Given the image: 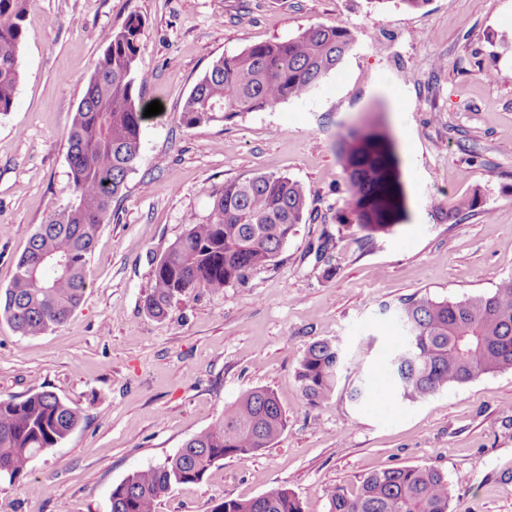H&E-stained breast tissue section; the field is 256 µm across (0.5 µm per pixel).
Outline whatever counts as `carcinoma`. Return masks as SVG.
Wrapping results in <instances>:
<instances>
[{"mask_svg": "<svg viewBox=\"0 0 512 512\" xmlns=\"http://www.w3.org/2000/svg\"><path fill=\"white\" fill-rule=\"evenodd\" d=\"M25 0H0V114L14 108L20 79ZM143 19L131 15L109 31L69 129L71 195L50 210L30 237L8 288L0 292V318L23 336L63 326L87 288L86 264L99 228L123 198L140 155L147 104L137 88ZM341 26L312 24L287 40L252 45L217 59L186 98L180 124L191 129L242 112L272 108L314 91L351 50ZM341 160L347 180L341 224L370 236L408 219L406 194L393 139L378 124L351 129ZM210 212L187 225L152 273L143 309L154 318L196 288L221 292L243 285L274 262L310 211L303 186L287 177L256 175L207 191ZM479 205L461 197L437 217L455 220ZM401 344L388 363L391 390L409 401L441 389L512 370V276L496 288L463 299L414 296L397 306ZM345 356L334 342L312 343L299 364L302 393L314 405L336 389ZM83 409L49 390L0 399V476L13 482L33 460L83 422ZM286 426L274 393L252 388L224 416L188 439L163 462L129 474L112 489L111 512H157L162 497L200 482L227 456L244 457L273 445ZM451 482L433 466L386 468L355 490L334 488L327 512H449ZM213 512H303L299 499L278 487L245 501L226 500Z\"/></svg>", "mask_w": 512, "mask_h": 512, "instance_id": "carcinoma-1", "label": "carcinoma"}]
</instances>
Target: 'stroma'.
<instances>
[{
    "instance_id": "1",
    "label": "stroma",
    "mask_w": 512,
    "mask_h": 512,
    "mask_svg": "<svg viewBox=\"0 0 512 512\" xmlns=\"http://www.w3.org/2000/svg\"><path fill=\"white\" fill-rule=\"evenodd\" d=\"M144 20L138 76L163 113L145 123L123 199L88 257L87 290L69 321L23 336L0 320V397L49 390L87 420L0 480V512H111L113 487L163 462L244 392L271 390L286 427L270 448L217 462L163 497L158 512H213L274 487L326 512L327 490H354L389 467L434 466L452 483L449 512H512V370L409 402L390 394L394 315L414 295L461 299L512 275V0H26L21 80L0 115V292L52 208L70 198L67 133L105 44ZM314 23L337 24L352 50L309 96L184 128L178 115L213 62ZM379 122L394 138L408 219L365 236L340 224L339 158L350 127ZM258 174L306 190L313 213L278 257L242 286L195 289L166 317L147 316L152 270L206 188ZM480 205L456 222L438 210ZM324 254H317L319 244ZM337 343L371 396L305 400L296 377L309 347ZM46 483L50 494L28 487Z\"/></svg>"
}]
</instances>
